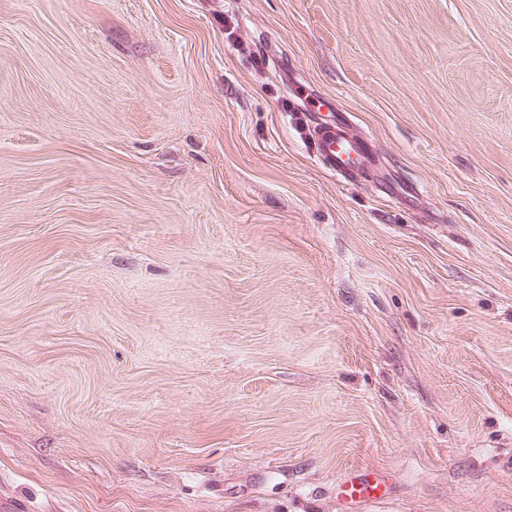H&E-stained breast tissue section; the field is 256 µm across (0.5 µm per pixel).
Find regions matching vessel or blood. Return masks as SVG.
<instances>
[{"label":"vessel or blood","mask_w":512,"mask_h":512,"mask_svg":"<svg viewBox=\"0 0 512 512\" xmlns=\"http://www.w3.org/2000/svg\"><path fill=\"white\" fill-rule=\"evenodd\" d=\"M314 133L318 155L330 169L343 176L364 174L370 180H381V173L371 161V143L353 135L344 118L339 117L317 125ZM374 490V485L360 476L347 480L340 486L341 496L350 501L373 500Z\"/></svg>","instance_id":"vessel-or-blood-1"}]
</instances>
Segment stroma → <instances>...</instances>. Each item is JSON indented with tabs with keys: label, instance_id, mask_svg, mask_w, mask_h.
Segmentation results:
<instances>
[{
	"label": "stroma",
	"instance_id": "obj_1",
	"mask_svg": "<svg viewBox=\"0 0 512 512\" xmlns=\"http://www.w3.org/2000/svg\"><path fill=\"white\" fill-rule=\"evenodd\" d=\"M0 499L512 512V0H0ZM319 158L330 169L343 176L367 174L368 181L383 178L372 164V145L350 131L347 121L339 116L314 127ZM377 488L378 484L372 485L361 475L341 484L340 495L350 501H375L379 498L373 494Z\"/></svg>",
	"mask_w": 512,
	"mask_h": 512
}]
</instances>
